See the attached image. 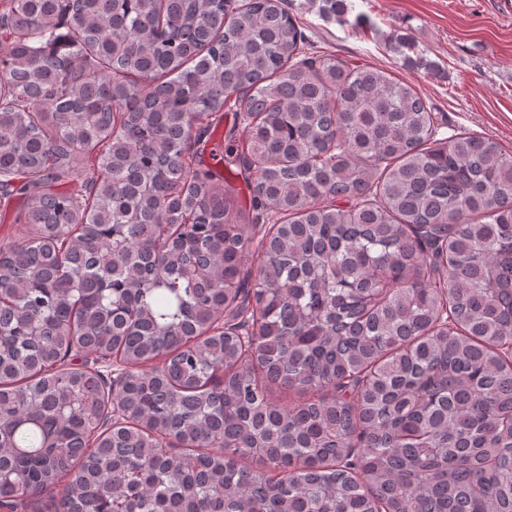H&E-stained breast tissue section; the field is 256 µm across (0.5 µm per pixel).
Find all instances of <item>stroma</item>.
<instances>
[{"label": "stroma", "mask_w": 512, "mask_h": 512, "mask_svg": "<svg viewBox=\"0 0 512 512\" xmlns=\"http://www.w3.org/2000/svg\"><path fill=\"white\" fill-rule=\"evenodd\" d=\"M285 0L312 50L403 78L432 105L437 135L479 136L512 152V0ZM430 68L414 67L418 58Z\"/></svg>", "instance_id": "obj_1"}]
</instances>
